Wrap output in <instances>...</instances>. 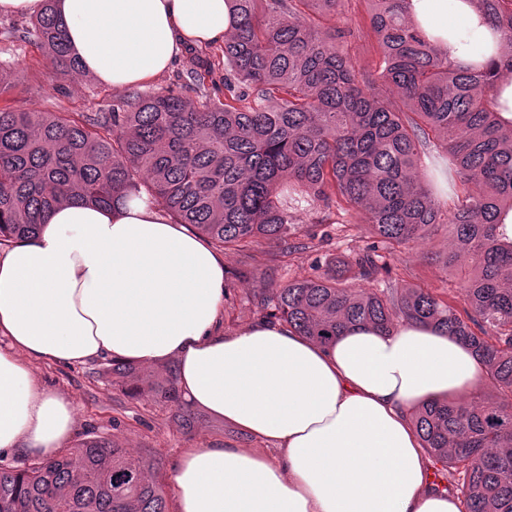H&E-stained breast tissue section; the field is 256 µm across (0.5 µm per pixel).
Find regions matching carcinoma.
Segmentation results:
<instances>
[{"mask_svg": "<svg viewBox=\"0 0 512 512\" xmlns=\"http://www.w3.org/2000/svg\"><path fill=\"white\" fill-rule=\"evenodd\" d=\"M233 2L222 98L196 105L167 88L110 112L0 110V243L35 236L61 202L110 207L143 193L175 223L243 255L266 240L288 256L294 214L309 202L343 206L389 249L448 225L455 247L430 259L464 273L460 303L420 287L356 288L334 262L252 302L260 317L320 343L349 326L388 332L407 321L472 347L495 394L434 400L415 427L431 458L463 474L466 512H512V238L499 224L512 210V125L490 105L512 72V0H474L503 44L497 61L466 69L409 24V0H367L377 77L359 72L323 25L343 0ZM32 26L54 73L78 72L52 0ZM212 67L193 61V91ZM423 155L447 179L452 205L438 198V179L422 181ZM343 265L368 282L387 269L374 245ZM154 393L192 427L173 369ZM157 465L87 437L23 470L0 467V512H169Z\"/></svg>", "mask_w": 512, "mask_h": 512, "instance_id": "carcinoma-1", "label": "carcinoma"}]
</instances>
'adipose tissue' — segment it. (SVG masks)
<instances>
[{
	"label": "adipose tissue",
	"instance_id": "ef3b65f1",
	"mask_svg": "<svg viewBox=\"0 0 512 512\" xmlns=\"http://www.w3.org/2000/svg\"><path fill=\"white\" fill-rule=\"evenodd\" d=\"M83 74L127 88L168 72L187 47L223 45L233 0H54ZM409 20L462 68L496 60L501 39L469 0H410ZM224 259L141 196L104 209L65 202L40 233L0 253V453L50 458L74 435L72 401L36 362L110 358L178 364V388L274 454L187 449L172 512H465L434 491L415 410L466 396L479 357L439 330L344 329L323 345L281 323L224 330Z\"/></svg>",
	"mask_w": 512,
	"mask_h": 512
}]
</instances>
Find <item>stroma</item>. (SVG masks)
<instances>
[{"label": "stroma", "mask_w": 512, "mask_h": 512, "mask_svg": "<svg viewBox=\"0 0 512 512\" xmlns=\"http://www.w3.org/2000/svg\"><path fill=\"white\" fill-rule=\"evenodd\" d=\"M366 0H344L327 26L343 30L339 45L356 68L374 71L378 63L375 40L366 23ZM0 67L11 74L9 87L0 93V110L10 112H106L129 95L90 76H51V64L43 54L27 17H0ZM347 214L337 205L315 203L298 211V241L304 250L279 258L271 247L259 244L254 259L243 262L236 252L224 251L227 295L224 299V329L232 332L256 321L250 309L254 290H274L288 281L318 275L327 261L352 259L372 243L366 225L348 226ZM452 243L447 228L422 245L393 249L387 260L392 268L385 283L391 288L419 286L442 297L457 293V277L430 260L429 255ZM249 267L248 280L237 272ZM105 360L63 365L36 364L34 371L45 389L73 401L76 407L75 439L93 433L116 441L138 455L157 456L163 463L161 483L170 486L172 465L188 448L206 445L254 447L223 420L198 411L193 428H184L173 410L157 402L151 393L131 395L105 376Z\"/></svg>", "instance_id": "35a3bbf8"}]
</instances>
